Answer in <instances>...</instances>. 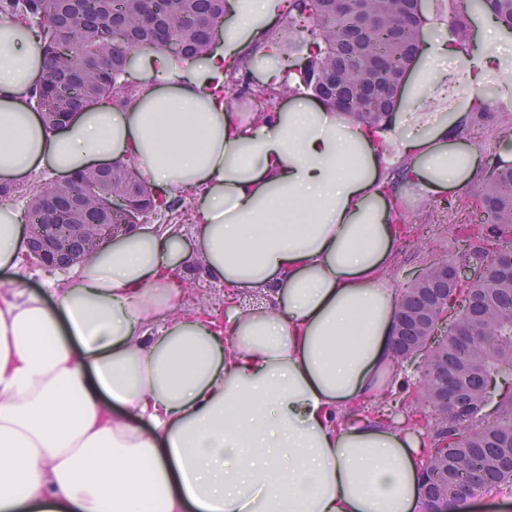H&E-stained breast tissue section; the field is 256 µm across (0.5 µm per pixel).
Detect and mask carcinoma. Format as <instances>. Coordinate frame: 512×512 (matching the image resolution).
Masks as SVG:
<instances>
[{"instance_id":"cac0c4a2","label":"carcinoma","mask_w":512,"mask_h":512,"mask_svg":"<svg viewBox=\"0 0 512 512\" xmlns=\"http://www.w3.org/2000/svg\"><path fill=\"white\" fill-rule=\"evenodd\" d=\"M225 0H0V18L23 24L39 39L46 79L31 102L44 121L58 127L93 103L123 104L135 94L128 56L165 51L178 64L198 62L211 51L224 20ZM280 25L265 31L252 53L226 71L219 91L226 110L243 109L263 122L275 101L304 93L378 127L399 104L398 76L420 49L418 0H382L367 11L348 0H288ZM456 33L470 39L473 11L491 13L512 30V0H448ZM271 59L285 73L275 87L241 85L243 72ZM126 161L71 177L58 187L26 189L29 235L39 240L65 224L133 223L166 209L179 224L193 223L175 200L152 193ZM123 200L112 210V197ZM469 206L480 224H457L484 277L464 286L429 266L404 290L395 345L404 382L397 395L360 406L389 418L402 413L428 429L422 464L427 501L462 508L476 495L512 494V267L490 255L512 245V165L490 171ZM462 298L455 328L429 344L437 306ZM418 377L423 392L411 390Z\"/></svg>"}]
</instances>
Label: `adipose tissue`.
<instances>
[{
  "label": "adipose tissue",
  "mask_w": 512,
  "mask_h": 512,
  "mask_svg": "<svg viewBox=\"0 0 512 512\" xmlns=\"http://www.w3.org/2000/svg\"><path fill=\"white\" fill-rule=\"evenodd\" d=\"M280 5L225 0L204 62L144 52L130 104L55 128L29 106L42 49L0 21L1 182L131 157L151 187L196 194L192 237L142 229L50 293L0 292V512H424L421 438L357 407L402 381L398 186L480 177L464 131L473 104L512 107V36L484 15L470 47L424 15L379 128L301 96L257 125L214 90ZM25 244L22 211L0 205V272ZM193 263L237 293L223 322L180 310Z\"/></svg>",
  "instance_id": "obj_1"
}]
</instances>
